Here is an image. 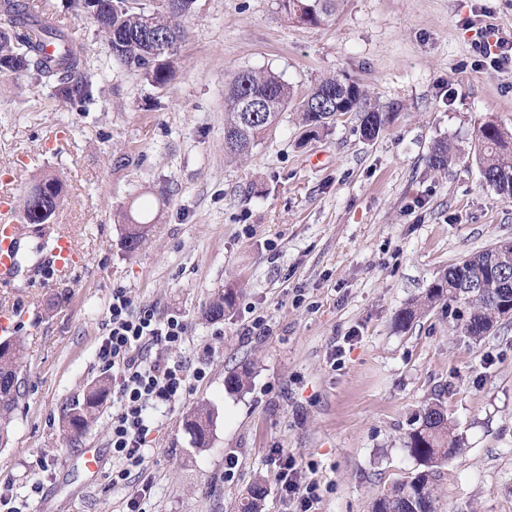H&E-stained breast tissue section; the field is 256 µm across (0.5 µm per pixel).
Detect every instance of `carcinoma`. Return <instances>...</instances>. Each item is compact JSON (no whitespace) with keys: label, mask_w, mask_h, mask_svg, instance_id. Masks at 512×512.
Here are the masks:
<instances>
[{"label":"carcinoma","mask_w":512,"mask_h":512,"mask_svg":"<svg viewBox=\"0 0 512 512\" xmlns=\"http://www.w3.org/2000/svg\"><path fill=\"white\" fill-rule=\"evenodd\" d=\"M337 0H282L288 19L302 22L297 12L309 15L307 24L325 25L332 21ZM76 13L90 14L98 33L105 38L116 61L140 75L156 87L164 86L173 75L176 63L153 66L140 45L144 8L129 0H69ZM6 27L0 28V73H26L50 85L55 97L72 103L88 92L83 80L80 53L68 41L63 29L48 23L31 27L23 0H4ZM190 12H152L156 35L170 41L171 57H176L185 37L182 19ZM51 40L67 42L60 59L52 64L43 48ZM336 98V106L345 112L360 114V131L367 139L378 136L392 122L394 114L379 112L367 106V94L361 85L336 75L326 76L305 93H298L279 75L270 70H241L228 83L224 107V151L232 159L248 155L254 146L277 126L283 112L292 109L299 114V123L307 139L331 129L337 120L333 108L314 112L305 106L309 97L320 94ZM255 100L257 112H245L243 105ZM476 163L484 184L502 199H512V131L486 123L476 134ZM456 158V149L448 141H439L432 148L430 165L447 167ZM55 185L49 197L39 203L45 210L56 212L63 204L62 183L56 177L45 179ZM150 231V225L135 218L125 225L122 244L126 252L135 253ZM234 292L218 293L205 311V317L216 321L224 318L234 303ZM443 303L448 306L449 329L473 342L491 332L503 320L504 305L512 303V241H501L486 250L474 253L443 269L422 298L399 311L397 324L405 328L425 311ZM25 359V344L20 338L0 342V446L7 440L14 411L21 397L20 370ZM110 388L109 380L98 379L85 391L82 403L70 408L62 417V436L72 441L82 436L94 423L96 411L103 404ZM211 411L200 406L186 418V429L197 447L206 446ZM464 442L455 434L443 403L434 399L416 413L412 428L406 434L404 448L422 469L409 481L396 483L377 498L371 512H437L435 475L460 453ZM265 487L254 484L241 512H261Z\"/></svg>","instance_id":"1"}]
</instances>
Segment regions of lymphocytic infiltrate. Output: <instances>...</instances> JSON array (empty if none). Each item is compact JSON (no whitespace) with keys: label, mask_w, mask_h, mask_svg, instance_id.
Listing matches in <instances>:
<instances>
[{"label":"lymphocytic infiltrate","mask_w":512,"mask_h":512,"mask_svg":"<svg viewBox=\"0 0 512 512\" xmlns=\"http://www.w3.org/2000/svg\"><path fill=\"white\" fill-rule=\"evenodd\" d=\"M109 325L97 357L112 372V397L118 410L112 416L108 444L116 462L112 482L123 485L132 471L144 466V450L154 430L150 409L176 402L187 391L190 377H203L204 370L199 367L190 374L169 356L148 358L146 351L153 347L179 350L186 339V323L176 316L159 317L146 306L134 307L123 289L112 292ZM271 461L279 485L292 497L296 512H313L319 501L317 482L302 480L295 461L282 451H274Z\"/></svg>","instance_id":"obj_1"}]
</instances>
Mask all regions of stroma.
<instances>
[{
	"label": "stroma",
	"instance_id": "35a3bbf8",
	"mask_svg": "<svg viewBox=\"0 0 512 512\" xmlns=\"http://www.w3.org/2000/svg\"><path fill=\"white\" fill-rule=\"evenodd\" d=\"M47 3L82 47L93 95L60 104L31 76H0V174L18 201L59 178L66 203L55 222L83 262L57 277L30 230L18 275L0 286L27 349L0 484L28 497L30 512H127L146 479L147 512H240L259 480L263 512H291L269 463L279 448L317 481L315 512H371L418 472L403 440L438 398L466 444L437 475L441 512H512V320L477 343L449 330L442 305L408 328L395 323L442 269L512 239V199L483 185L474 151L480 125L512 130V70L483 62L460 24L512 33V0H342L324 26L292 23L281 0H197L162 87L120 65L89 15ZM244 69L274 71L302 92L343 75L396 119L367 140L348 112L307 142L289 110L232 160L224 96ZM55 135L60 149H47ZM439 140L457 159L437 171L428 157ZM132 215L152 226L130 254L121 238ZM116 288L134 306L182 317L174 358L206 368L155 411L144 470L118 486L112 404L78 441L65 444L61 431L66 409L107 373L97 348ZM228 288L233 308L207 320ZM245 368L248 387L227 391L225 377ZM200 405L212 410L203 449L184 425ZM87 448L102 451L99 478L84 466ZM229 456L238 465L228 479Z\"/></svg>",
	"mask_w": 512,
	"mask_h": 512
}]
</instances>
